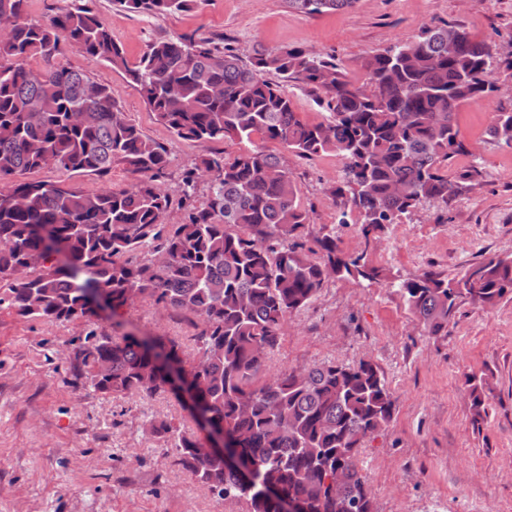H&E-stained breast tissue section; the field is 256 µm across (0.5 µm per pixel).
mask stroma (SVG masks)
<instances>
[{
	"label": "stroma",
	"mask_w": 512,
	"mask_h": 512,
	"mask_svg": "<svg viewBox=\"0 0 512 512\" xmlns=\"http://www.w3.org/2000/svg\"><path fill=\"white\" fill-rule=\"evenodd\" d=\"M103 17L128 63L160 37L192 35L225 41L249 57L254 49L335 50L349 74L361 61L398 41L413 39L434 19L464 27L476 40L512 56V0H357L351 9L307 15L287 0H201L170 16L124 12L112 0H78ZM61 65L111 86L126 115L165 146L170 163L161 184L180 198L185 173L202 156L233 158V139L200 145L175 139L155 120L121 71L73 48ZM500 87L491 102L466 104L456 114L461 137L475 148L478 184L447 205L426 203L391 225L370 249L379 282L328 281L317 299L293 314L267 369L277 373L326 360L375 363L395 397L393 417L365 441L358 466L375 498V512H512V300L491 311L460 307L447 335H426L401 297L399 280L425 271L456 275L478 260L512 254V149L488 141L496 106L512 104V69L497 65ZM279 156L308 209L307 245L334 234L341 250L359 248L355 225L339 224L329 195L341 182L340 158ZM38 180L66 179L86 192L122 188L133 177L113 164L104 175L67 177L52 168ZM120 337H182L187 357L196 329L170 312L138 301L120 312H99L95 323L31 321L0 308V512H247L245 502L212 495L179 464L173 449L150 431L154 422L194 428L170 391L112 396L76 380L75 349L90 329ZM493 372L488 415L474 423L466 375Z\"/></svg>",
	"instance_id": "1"
}]
</instances>
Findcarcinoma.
Wrapping results in <instances>:
<instances>
[{
	"instance_id": "carcinoma-1",
	"label": "carcinoma",
	"mask_w": 512,
	"mask_h": 512,
	"mask_svg": "<svg viewBox=\"0 0 512 512\" xmlns=\"http://www.w3.org/2000/svg\"><path fill=\"white\" fill-rule=\"evenodd\" d=\"M200 0H113L139 15L192 10ZM357 0H288L313 15ZM29 0H0V307L30 320L89 321L90 293L117 312L146 301L186 317L196 359L164 336L90 332L74 366L105 395H151L179 370L199 429L227 436V449L256 466L254 480L205 451L193 431L165 422L152 433L211 493L243 499L249 512H375L358 466L365 439L386 429L395 399L368 360L328 361L310 369L264 373L288 317L308 306L332 279L375 282L368 252L392 224L425 203L448 205L481 170L448 175L460 156L457 110L494 98V49L448 22L424 24L411 41L366 57L352 78L334 54L300 47L256 50L243 58L212 40L182 35L149 43L133 65L112 30L83 5L32 19ZM124 72L157 121L182 141L236 139L232 159L206 156L183 180V198L209 183L206 200L179 224L166 223L171 193L158 184L165 147L143 136L112 88L54 63L63 45ZM45 63L35 69L31 61ZM274 73L318 93L326 112L304 120ZM488 139L512 149V108L499 106ZM301 158L334 153L344 160L330 196L340 224L359 225L360 249L345 254L327 233L318 249L296 241L309 224L288 169L253 138ZM107 173L119 162L137 176L128 188L87 193L63 180L15 176L46 168ZM64 252V260L56 255ZM399 291L429 336L448 335L461 304L492 310L512 300V254L475 262L453 277L427 271ZM474 421L483 419L489 378L466 380Z\"/></svg>"
}]
</instances>
